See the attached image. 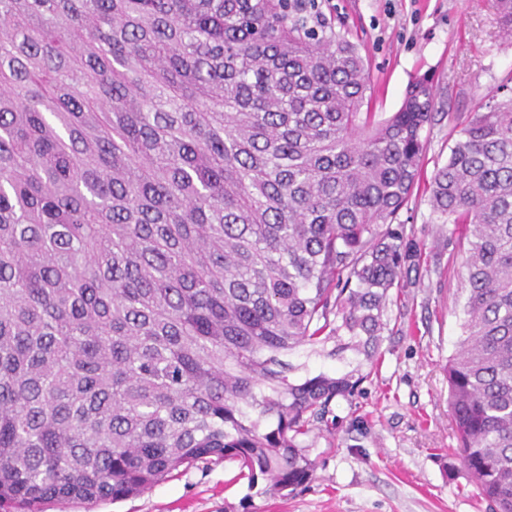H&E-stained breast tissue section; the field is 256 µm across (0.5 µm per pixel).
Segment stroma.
Listing matches in <instances>:
<instances>
[{"label":"stroma","instance_id":"stroma-1","mask_svg":"<svg viewBox=\"0 0 512 512\" xmlns=\"http://www.w3.org/2000/svg\"><path fill=\"white\" fill-rule=\"evenodd\" d=\"M319 14L328 30L357 45L374 111H396L409 80L423 75L437 105L421 180L398 216L421 258L390 292L377 356L348 351L334 360L301 351L292 358L313 375L356 370L363 377L302 439L313 479L284 496L260 494L237 461L214 458L137 496L52 501L43 512H493L462 465L448 405L445 366L463 334L466 241L433 212L429 182L459 137L460 117L486 97L512 94V45L499 34L494 0H316L304 14L307 26Z\"/></svg>","mask_w":512,"mask_h":512}]
</instances>
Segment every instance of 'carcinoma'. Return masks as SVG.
<instances>
[{
  "label": "carcinoma",
  "mask_w": 512,
  "mask_h": 512,
  "mask_svg": "<svg viewBox=\"0 0 512 512\" xmlns=\"http://www.w3.org/2000/svg\"><path fill=\"white\" fill-rule=\"evenodd\" d=\"M512 38V0H495ZM345 37L288 0H0V507L138 495L212 457L265 491L362 377L418 260L397 222L435 89L387 116ZM430 183L463 225L448 405L464 467L512 512V98L460 123Z\"/></svg>",
  "instance_id": "obj_1"
}]
</instances>
